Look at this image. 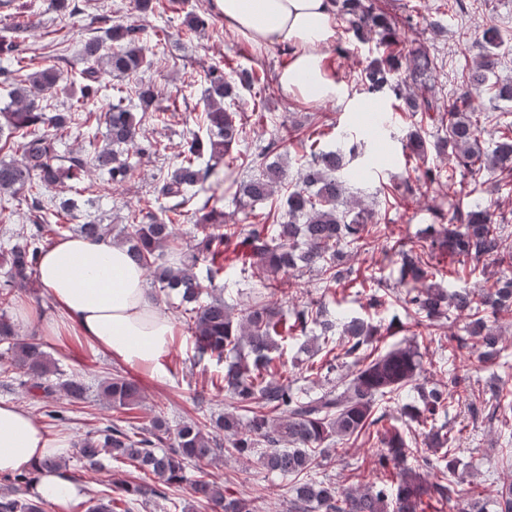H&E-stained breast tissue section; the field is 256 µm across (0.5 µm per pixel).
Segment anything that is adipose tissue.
Returning a JSON list of instances; mask_svg holds the SVG:
<instances>
[{"label":"adipose tissue","instance_id":"ef3b65f1","mask_svg":"<svg viewBox=\"0 0 512 512\" xmlns=\"http://www.w3.org/2000/svg\"><path fill=\"white\" fill-rule=\"evenodd\" d=\"M215 14L236 36L253 45L288 49L279 76L284 95L310 101L335 98L328 48L336 37L330 0H212ZM37 280L65 318L92 343L131 366L159 365L170 351L176 326L145 288V272L123 246L80 236L58 240L43 255ZM67 436L53 437L32 414L0 400V474L31 475V497L66 512L79 485L41 470L49 454L68 455Z\"/></svg>","mask_w":512,"mask_h":512}]
</instances>
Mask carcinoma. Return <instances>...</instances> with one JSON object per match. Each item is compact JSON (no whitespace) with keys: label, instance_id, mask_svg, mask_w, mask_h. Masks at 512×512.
<instances>
[{"label":"carcinoma","instance_id":"carcinoma-1","mask_svg":"<svg viewBox=\"0 0 512 512\" xmlns=\"http://www.w3.org/2000/svg\"><path fill=\"white\" fill-rule=\"evenodd\" d=\"M336 16L346 20L353 35L367 41L374 35L395 43L400 27L395 20L378 11L373 0H331ZM142 29L116 24L106 38L93 37L82 48L88 66L82 70L81 96L68 111L49 116L40 105V97L52 92L62 80L61 72L51 66L34 70L12 43L0 44V74L10 77V111L0 117V151L16 149L20 159H0V216L13 205L25 207L26 224L15 231L7 250L0 251V373H13L17 386L28 393L40 394L45 416L58 426L72 421L70 413L87 402L82 379L65 374L57 362L33 336L20 337L7 313L14 291L36 283L42 248L52 237L80 235L92 242L114 241L126 246L130 261L150 276L155 286L153 299L159 301L175 294L181 303L191 305V330L195 336L198 359L208 356L224 362V372L210 383L224 391L228 409L216 419L202 424L191 420L170 426L163 410L154 414L147 426H138L128 418L73 442V455L84 466L98 470L103 460L128 462L134 469L151 473L159 487L124 482L99 498H91L87 512H134L142 498L168 499L167 489L186 481V468L197 476L191 480V496L210 512H256L263 487L255 485L248 496H235L224 489L205 466L221 455L238 460L257 459L268 472L292 478L288 512H424L431 500L451 512H512V483L502 485L492 508L473 491L459 488L458 461L452 438L437 426L438 417L448 414L455 395L469 383V373L461 367L448 371V382L427 387L417 383L421 371L420 355L410 348L397 347L384 353L367 351L375 327L353 318L337 324L328 317L324 299L311 300L284 314L274 300L273 284L255 293L252 301L233 313L224 301V248L242 264L265 276L288 275L308 270L317 273L326 289L340 281L348 271L343 261L350 250H361L379 238V219L375 212L353 201L343 210L338 204L346 194V183L339 176L353 159L362 154L365 143L354 141L349 147L326 150L320 139L308 135L301 144L309 159L299 180L286 182L284 167L267 162L278 150L272 139L260 152L242 164L246 179L240 181L239 194L251 207L261 204L287 187L282 200L283 212L273 224H225L224 213L212 204L216 188L224 182L217 161L234 159L233 152L244 141V123L237 111L234 86L224 73L212 71L210 96L203 114L207 139L192 135L167 173L154 188L167 206L163 216L133 213L132 223L112 236V228L92 221L61 224L62 214L51 206L46 192L63 183L94 171L107 176L112 184L126 181L130 163L125 152L134 149L145 155L157 150L140 131L132 109L153 104L156 94L150 85L139 83L135 96L118 89L112 95L107 113L105 144L88 141L85 150L62 156L58 144L74 128H93L85 98L105 89L103 75H133L144 62L139 42ZM485 53L462 70V82L475 89L484 88L497 100L512 101V85L491 83L489 74L498 65V50L503 46L500 30L490 26L481 33ZM441 68L439 57L422 47L411 51L408 79L398 81L399 56L387 55L364 69L358 81L367 90L385 93L398 102V109L417 118V129L409 136L411 155L422 158L428 148L446 153L463 172L474 177L483 171L512 176V121L509 113L476 111L468 99L454 92L441 95L430 86ZM441 114L434 136L423 126L432 113ZM498 127V136L484 148L480 141L482 124ZM189 213L201 237L195 245L180 252L171 261L165 248L175 242L171 216ZM440 223L430 224L420 240L410 246L402 242L384 250L398 266L396 294L416 326H431L449 312L466 319L464 334L448 337V343L462 353L471 348L475 337L480 345L478 360L486 367L500 364L504 347L500 334L487 325V318L500 311H512V244L501 231L506 217L480 202L465 211L455 209L439 214ZM446 256L462 267L478 268L490 260L498 267L488 274L490 285L447 291L434 279L441 274L437 259ZM208 285H203V282ZM368 300L371 306L385 303L387 289L377 278L370 279ZM318 344L313 353L324 352L325 362L307 367L309 375L331 373V360L351 358L355 370L347 379L328 381L311 393L296 389L284 381L278 361L271 353L279 343L313 329ZM344 340L343 355L335 353L338 340ZM62 392L69 406H57L49 398ZM101 396L120 413L140 409L141 387L136 380L111 374L100 384ZM393 403L410 419L428 427L427 444L442 448L433 461L420 451L422 462L406 465L408 443L395 425L376 431L385 446L379 455L383 468L397 469L392 485L341 487L319 477L323 459L329 456L325 442L333 436L341 439L371 435L387 416L382 403ZM70 458L51 455L41 462L48 472L67 474ZM441 479H428L431 465ZM0 481L6 491L0 494V512H45L46 502L28 496V477L5 475Z\"/></svg>","mask_w":512,"mask_h":512}]
</instances>
